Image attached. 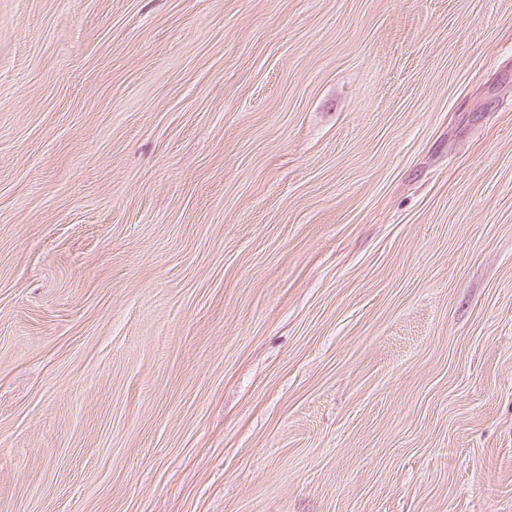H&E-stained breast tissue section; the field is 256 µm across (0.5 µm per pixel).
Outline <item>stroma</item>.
I'll list each match as a JSON object with an SVG mask.
<instances>
[{"mask_svg": "<svg viewBox=\"0 0 512 512\" xmlns=\"http://www.w3.org/2000/svg\"><path fill=\"white\" fill-rule=\"evenodd\" d=\"M0 512H512V0H0Z\"/></svg>", "mask_w": 512, "mask_h": 512, "instance_id": "1", "label": "stroma"}]
</instances>
